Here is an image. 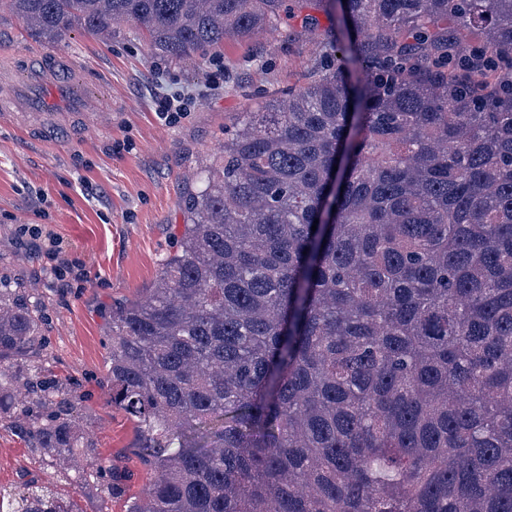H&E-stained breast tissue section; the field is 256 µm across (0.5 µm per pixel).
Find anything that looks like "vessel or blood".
I'll use <instances>...</instances> for the list:
<instances>
[{
  "label": "vessel or blood",
  "mask_w": 512,
  "mask_h": 512,
  "mask_svg": "<svg viewBox=\"0 0 512 512\" xmlns=\"http://www.w3.org/2000/svg\"><path fill=\"white\" fill-rule=\"evenodd\" d=\"M23 90L21 106L31 112H41L42 120L38 132L50 137L56 122L54 105L65 102L73 121H80L91 97V87L83 70L67 68L65 62L46 58L35 70L19 73L15 80Z\"/></svg>",
  "instance_id": "vessel-or-blood-1"
}]
</instances>
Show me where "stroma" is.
Segmentation results:
<instances>
[{
	"label": "stroma",
	"instance_id": "35a3bbf8",
	"mask_svg": "<svg viewBox=\"0 0 512 512\" xmlns=\"http://www.w3.org/2000/svg\"><path fill=\"white\" fill-rule=\"evenodd\" d=\"M331 25L314 0H301L279 31L175 60L151 51L131 25L106 39L75 31L49 46L13 17H0V74L53 55L73 59L99 83L76 134L43 143L33 112L0 122V281L41 296L43 344L23 362L77 379L80 415L106 470L82 481L51 469L40 449L0 421V495L43 483L79 512H127L142 495L153 474L138 454L135 424L101 385L106 314L153 286L186 222L184 201L200 170L224 154L225 126L303 85L330 51ZM176 91L196 102L179 123L162 125L155 99ZM31 225L42 237L25 234ZM51 249L75 264L74 278L57 277Z\"/></svg>",
	"mask_w": 512,
	"mask_h": 512
}]
</instances>
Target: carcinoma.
Returning <instances> with one entry per match:
<instances>
[{
  "instance_id": "carcinoma-1",
  "label": "carcinoma",
  "mask_w": 512,
  "mask_h": 512,
  "mask_svg": "<svg viewBox=\"0 0 512 512\" xmlns=\"http://www.w3.org/2000/svg\"><path fill=\"white\" fill-rule=\"evenodd\" d=\"M298 0H0L53 44L133 23L176 60ZM334 54L242 112L154 287L108 313L103 381L156 474L128 512H512V0H316ZM486 37L458 49L455 23ZM349 54L337 56L342 40ZM46 463L93 443L67 380L9 361ZM10 512H77L30 486Z\"/></svg>"
}]
</instances>
